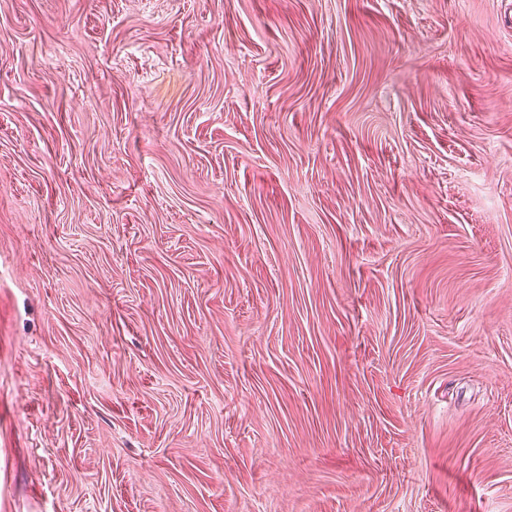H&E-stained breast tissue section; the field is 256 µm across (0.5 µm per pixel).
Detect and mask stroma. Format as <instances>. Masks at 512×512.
Here are the masks:
<instances>
[{"instance_id":"1","label":"stroma","mask_w":512,"mask_h":512,"mask_svg":"<svg viewBox=\"0 0 512 512\" xmlns=\"http://www.w3.org/2000/svg\"><path fill=\"white\" fill-rule=\"evenodd\" d=\"M0 512H512V0H0Z\"/></svg>"}]
</instances>
